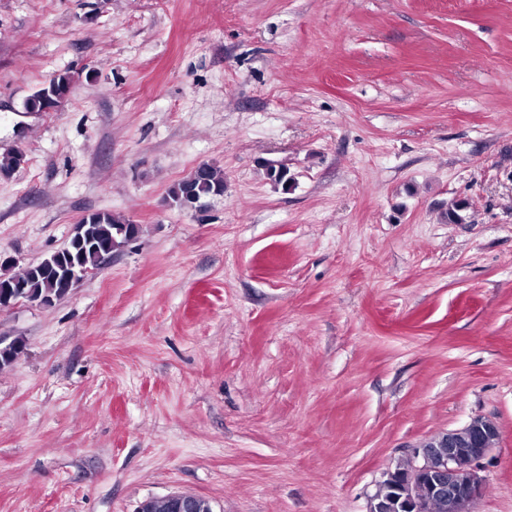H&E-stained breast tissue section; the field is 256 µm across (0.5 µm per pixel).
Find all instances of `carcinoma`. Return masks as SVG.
Returning <instances> with one entry per match:
<instances>
[{
  "instance_id": "carcinoma-1",
  "label": "carcinoma",
  "mask_w": 512,
  "mask_h": 512,
  "mask_svg": "<svg viewBox=\"0 0 512 512\" xmlns=\"http://www.w3.org/2000/svg\"><path fill=\"white\" fill-rule=\"evenodd\" d=\"M72 76L59 73L50 79V84L40 86L24 103L27 112H49L58 108L70 92ZM224 194V174L217 168L199 165L188 177L175 183L168 192L172 204L181 209L197 207L203 199ZM139 233V226L111 213L96 212L82 218L79 232L75 233L69 246L61 251L60 260L68 266L94 269L106 257L119 251ZM13 265L0 264V299L14 289L16 283L23 284L29 298L35 302L46 296L55 299L66 293L60 278L40 264L27 266L19 273L12 272ZM24 347L17 337L8 343H0V371L12 366Z\"/></svg>"
}]
</instances>
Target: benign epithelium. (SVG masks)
I'll return each instance as SVG.
<instances>
[{"instance_id": "obj_1", "label": "benign epithelium", "mask_w": 512, "mask_h": 512, "mask_svg": "<svg viewBox=\"0 0 512 512\" xmlns=\"http://www.w3.org/2000/svg\"><path fill=\"white\" fill-rule=\"evenodd\" d=\"M499 439L498 425L477 417L464 427L439 433L409 450V458L427 490L419 497L414 486L395 480L390 471L379 483H396L395 494L386 500L372 496L369 512H428L431 504L448 506V512H471L473 502L483 491V460ZM137 512H213L210 503L197 495L170 493L143 501Z\"/></svg>"}]
</instances>
